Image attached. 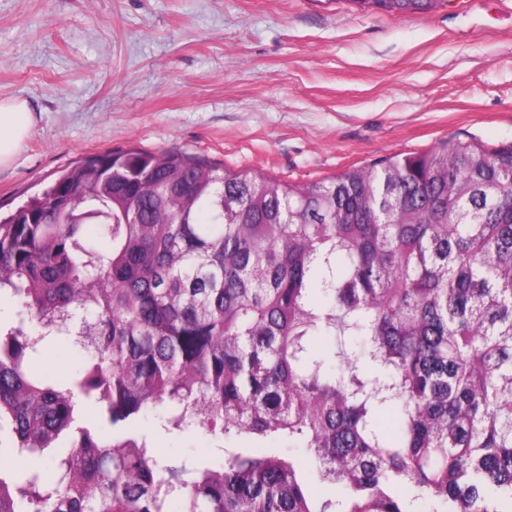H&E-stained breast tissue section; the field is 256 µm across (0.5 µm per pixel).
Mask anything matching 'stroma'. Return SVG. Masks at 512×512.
<instances>
[{"label":"stroma","instance_id":"1","mask_svg":"<svg viewBox=\"0 0 512 512\" xmlns=\"http://www.w3.org/2000/svg\"><path fill=\"white\" fill-rule=\"evenodd\" d=\"M0 99L35 119L0 168L11 209L130 146L305 183L452 137L512 145V0L363 14L348 0H0ZM163 461L210 458L155 432Z\"/></svg>","mask_w":512,"mask_h":512}]
</instances>
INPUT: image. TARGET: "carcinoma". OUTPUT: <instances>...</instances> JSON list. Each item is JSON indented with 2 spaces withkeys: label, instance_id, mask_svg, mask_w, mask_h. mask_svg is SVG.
I'll use <instances>...</instances> for the list:
<instances>
[{
  "label": "carcinoma",
  "instance_id": "carcinoma-1",
  "mask_svg": "<svg viewBox=\"0 0 512 512\" xmlns=\"http://www.w3.org/2000/svg\"><path fill=\"white\" fill-rule=\"evenodd\" d=\"M4 294L0 429L67 449L0 476V512H512V146L304 184L109 150L0 217ZM152 418L214 456L159 462ZM77 357L66 347L51 349L46 355L43 368L57 379L66 378L76 367Z\"/></svg>",
  "mask_w": 512,
  "mask_h": 512
}]
</instances>
